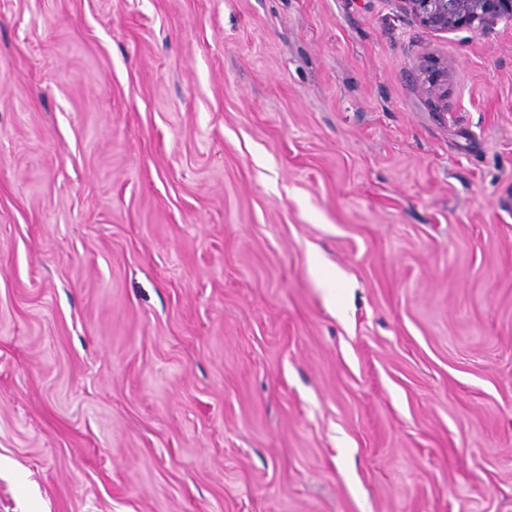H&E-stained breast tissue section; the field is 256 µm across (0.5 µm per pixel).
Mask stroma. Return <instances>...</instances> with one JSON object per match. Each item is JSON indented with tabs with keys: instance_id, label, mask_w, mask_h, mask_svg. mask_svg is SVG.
Returning <instances> with one entry per match:
<instances>
[{
	"instance_id": "stroma-1",
	"label": "stroma",
	"mask_w": 512,
	"mask_h": 512,
	"mask_svg": "<svg viewBox=\"0 0 512 512\" xmlns=\"http://www.w3.org/2000/svg\"><path fill=\"white\" fill-rule=\"evenodd\" d=\"M0 512H512V27L0 0ZM415 76L417 92L436 109L443 108L448 97V65L424 57Z\"/></svg>"
}]
</instances>
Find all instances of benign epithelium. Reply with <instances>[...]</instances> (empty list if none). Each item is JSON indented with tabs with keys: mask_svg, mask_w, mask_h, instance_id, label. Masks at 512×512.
Wrapping results in <instances>:
<instances>
[{
	"mask_svg": "<svg viewBox=\"0 0 512 512\" xmlns=\"http://www.w3.org/2000/svg\"><path fill=\"white\" fill-rule=\"evenodd\" d=\"M400 13L436 33L490 31L503 22L512 27V0H394ZM417 92L436 108L448 97V65L430 57L418 66Z\"/></svg>",
	"mask_w": 512,
	"mask_h": 512,
	"instance_id": "1",
	"label": "benign epithelium"
}]
</instances>
